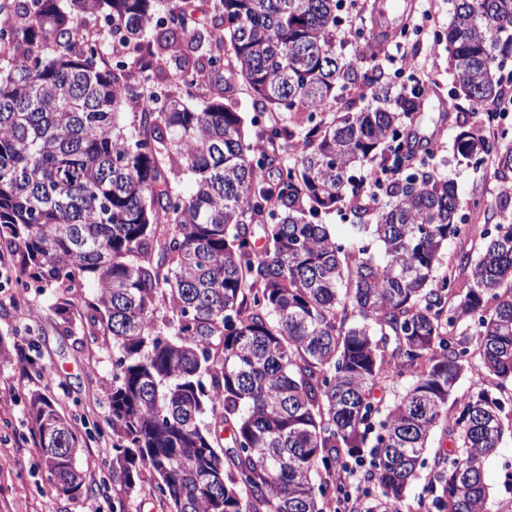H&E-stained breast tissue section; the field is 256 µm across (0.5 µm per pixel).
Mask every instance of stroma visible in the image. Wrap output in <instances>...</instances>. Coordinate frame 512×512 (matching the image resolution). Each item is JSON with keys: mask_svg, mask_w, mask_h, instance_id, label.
I'll use <instances>...</instances> for the list:
<instances>
[{"mask_svg": "<svg viewBox=\"0 0 512 512\" xmlns=\"http://www.w3.org/2000/svg\"><path fill=\"white\" fill-rule=\"evenodd\" d=\"M391 0H357L345 4L341 15V37L346 50H353L357 33L370 27L371 8H383L380 29L389 57L381 63L390 75L389 85L350 88L343 102L363 107L386 106L398 93L415 86L418 71L429 72L421 110L424 118L415 133L434 148L439 169L458 187L461 206H469L473 194L493 201L499 192L492 164L473 168L457 162L453 142L458 127L442 119L440 110L458 86L448 59L444 34L451 20L448 0H411L409 18L392 9ZM407 55L412 71L400 72L394 58ZM21 271L0 284V512H14L16 502H25L28 512H87V498L58 495L48 479L37 439L30 432L28 399L31 394L52 396L64 415L83 437L77 456L90 497L104 512L112 509V430L107 424L109 394L113 383L112 338L90 327L80 317L82 305H74L70 327H63L53 314L51 293L23 291ZM25 350L26 362H18V350ZM34 363L41 376L25 374V363ZM488 488V512H512V434H504L497 454L484 466Z\"/></svg>", "mask_w": 512, "mask_h": 512, "instance_id": "1", "label": "stroma"}]
</instances>
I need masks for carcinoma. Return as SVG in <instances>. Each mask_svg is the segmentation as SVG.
<instances>
[{
    "instance_id": "obj_1",
    "label": "carcinoma",
    "mask_w": 512,
    "mask_h": 512,
    "mask_svg": "<svg viewBox=\"0 0 512 512\" xmlns=\"http://www.w3.org/2000/svg\"><path fill=\"white\" fill-rule=\"evenodd\" d=\"M342 2L217 0L199 27L188 0H0V250L65 324L92 289L83 317L116 369L112 512L147 477L169 512H401L440 424L432 507L486 512L483 465L512 417L485 388L455 391L468 370L512 385V137L459 124L454 156L492 160L501 188L472 201L477 257L439 273L468 235L457 189L403 96L336 110L388 82L344 53ZM452 3L448 104L488 121L512 0ZM157 52L196 86L240 83L267 122L221 94L185 104L152 79ZM336 213L339 236L322 223ZM403 379L392 404L375 395ZM28 414L56 491L82 495L80 436L47 395ZM480 246L479 237H466L462 239H454L448 242L447 255L444 257V266L440 270L442 271L445 266L448 264V259L452 261H456V259L465 253H470L472 258L474 259L477 255L478 248Z\"/></svg>"
}]
</instances>
